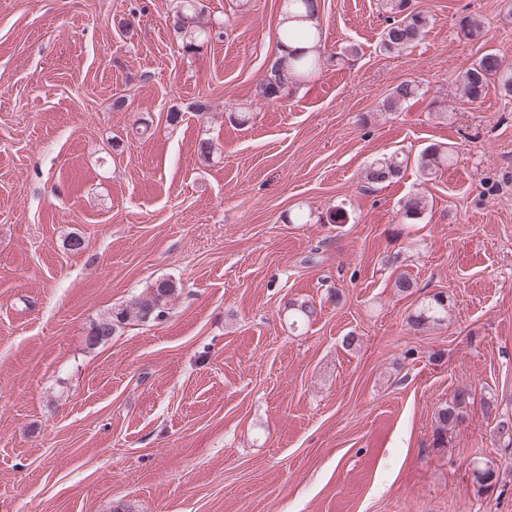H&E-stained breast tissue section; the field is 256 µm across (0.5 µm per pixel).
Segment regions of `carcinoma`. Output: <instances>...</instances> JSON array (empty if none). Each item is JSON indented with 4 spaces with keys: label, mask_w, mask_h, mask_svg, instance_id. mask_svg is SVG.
<instances>
[{
    "label": "carcinoma",
    "mask_w": 512,
    "mask_h": 512,
    "mask_svg": "<svg viewBox=\"0 0 512 512\" xmlns=\"http://www.w3.org/2000/svg\"><path fill=\"white\" fill-rule=\"evenodd\" d=\"M381 7L391 15L393 22L383 30L381 49L395 52L407 49L419 42L426 32L428 19L419 11L410 9L409 0H382ZM318 0H282L278 46L280 56L273 62L263 85V94L270 100L282 97L288 84L306 81L321 67V56L317 45L321 42L322 32L319 21ZM174 31L182 40L183 49L190 52L196 49V41L202 30L195 0H181L179 8L174 11ZM308 20L315 21V27L304 26ZM299 41L302 46L293 48L289 43ZM501 60L493 52L480 56L461 72L462 89L468 100L475 102L482 98L491 79L498 76ZM418 93V86L412 81H404L391 89L382 100L384 112H396L408 100ZM448 149L442 145L432 144L425 148L418 159L421 177L430 181L440 168L448 165ZM405 159L399 152L393 151L374 158L363 172L364 180L369 184L392 182L400 177ZM429 201L424 193L417 192L400 201V215L407 221L422 218L428 210ZM180 296V287L170 279H158L146 289L144 296L136 299L131 306L113 310L94 322L91 338L87 339L90 347L99 342L92 339L94 335L111 338L117 328L133 317L142 323H154L169 315ZM450 301L448 296L438 292L428 296L409 317L408 324L416 331H423L432 326L448 322ZM318 314L317 307L309 300H295L288 305L289 327L304 325L313 321ZM470 392L457 390L451 401L438 409L435 415L433 443L436 447L445 445L448 430L459 425L465 417Z\"/></svg>",
    "instance_id": "1"
}]
</instances>
